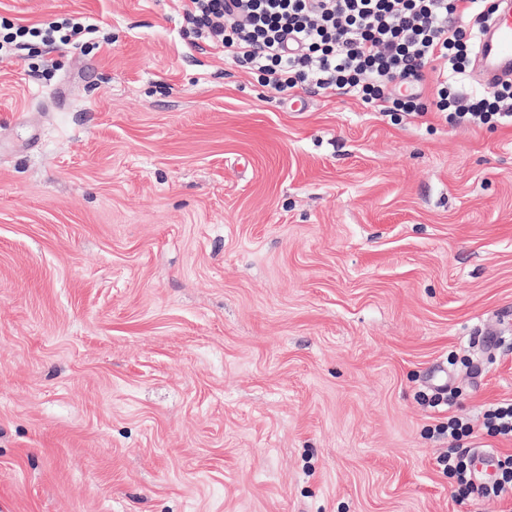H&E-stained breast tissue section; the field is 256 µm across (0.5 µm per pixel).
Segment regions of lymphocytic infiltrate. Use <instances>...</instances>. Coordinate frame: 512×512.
Here are the masks:
<instances>
[{
    "mask_svg": "<svg viewBox=\"0 0 512 512\" xmlns=\"http://www.w3.org/2000/svg\"><path fill=\"white\" fill-rule=\"evenodd\" d=\"M495 2L184 0L183 11L195 38L250 65L276 92L334 89L397 121L436 112L451 124L494 129L512 122V84L463 101L451 94L448 76L465 73L470 63L474 30L465 18L487 22ZM91 32L73 18L12 26L0 35V50L19 58L35 39L76 48ZM446 430L448 450L438 462L462 495L474 494L460 443L480 431L512 440V400L491 404L481 430L456 416Z\"/></svg>",
    "mask_w": 512,
    "mask_h": 512,
    "instance_id": "1",
    "label": "lymphocytic infiltrate"
}]
</instances>
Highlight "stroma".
I'll return each instance as SVG.
<instances>
[{
	"label": "stroma",
	"mask_w": 512,
	"mask_h": 512,
	"mask_svg": "<svg viewBox=\"0 0 512 512\" xmlns=\"http://www.w3.org/2000/svg\"><path fill=\"white\" fill-rule=\"evenodd\" d=\"M64 17L0 61V512H512L437 463L512 399V125L270 92L180 0H0ZM7 31L0 33V59L5 49V56L12 55L21 59L23 52L29 50L30 42L39 39L44 44H55L57 40L63 45L74 48L82 46L84 38L95 32L94 28L84 26L74 18H64L61 21L50 22L47 26L36 25H5ZM445 432H448V451L437 462L444 466L450 477L456 479L458 490L463 496L475 495L473 472L459 453V448L463 438H477L478 431L475 432L470 422L452 416L448 419V425L440 429V434Z\"/></svg>",
	"instance_id": "1"
}]
</instances>
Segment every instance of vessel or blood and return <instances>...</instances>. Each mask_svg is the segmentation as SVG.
<instances>
[{"label": "vessel or blood", "mask_w": 512, "mask_h": 512, "mask_svg": "<svg viewBox=\"0 0 512 512\" xmlns=\"http://www.w3.org/2000/svg\"><path fill=\"white\" fill-rule=\"evenodd\" d=\"M497 4L482 30L476 57L478 84L483 88L512 79V0H497Z\"/></svg>", "instance_id": "1"}]
</instances>
